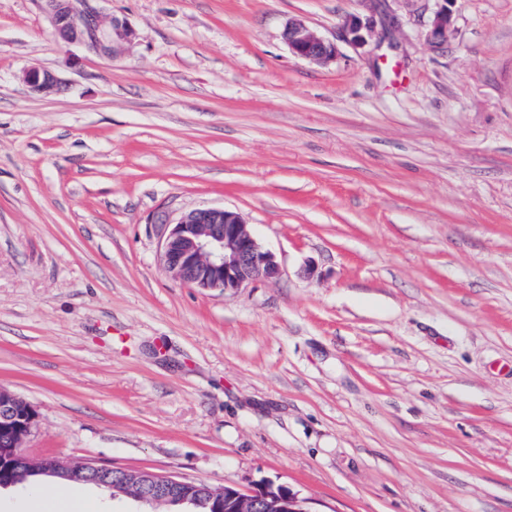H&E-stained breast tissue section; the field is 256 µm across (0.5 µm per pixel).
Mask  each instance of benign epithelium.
<instances>
[{
	"label": "benign epithelium",
	"mask_w": 512,
	"mask_h": 512,
	"mask_svg": "<svg viewBox=\"0 0 512 512\" xmlns=\"http://www.w3.org/2000/svg\"><path fill=\"white\" fill-rule=\"evenodd\" d=\"M76 0H47L59 39L88 51L111 56L119 43L132 35L117 19L103 24L95 12L75 6ZM431 20V37L444 41L451 26L449 0ZM284 39L295 55L326 62L336 55V45L315 34L305 23H288ZM24 80L39 94L58 90L51 72L30 70ZM161 261L169 276L201 290L235 294L252 284L277 278L280 268L274 253L252 235L239 213L224 207H200L173 222L161 243ZM36 426V414L23 398L0 389V483H18L33 472L58 477L68 483L104 485L112 496H130L150 504H191L199 495L212 503V512H308L305 502L283 486H265L245 494L229 485L215 489L197 481L179 480L146 470L117 469L94 462L66 465L55 457L33 462L23 452V442Z\"/></svg>",
	"instance_id": "benign-epithelium-1"
}]
</instances>
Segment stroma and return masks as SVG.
I'll return each mask as SVG.
<instances>
[{"label": "stroma", "instance_id": "obj_1", "mask_svg": "<svg viewBox=\"0 0 512 512\" xmlns=\"http://www.w3.org/2000/svg\"><path fill=\"white\" fill-rule=\"evenodd\" d=\"M88 4L133 31L113 56L0 0V388L36 412L26 455L309 512H512V0H450L438 48L436 0ZM295 19L332 60L291 53ZM203 206L280 278L172 279L161 240ZM449 1L436 0V2H439V6L431 20L430 34L437 44H441L444 41L448 35V28L451 26V14L448 9ZM24 80L34 92L46 95L58 90L60 85L59 79L48 71L30 70Z\"/></svg>", "mask_w": 512, "mask_h": 512}]
</instances>
